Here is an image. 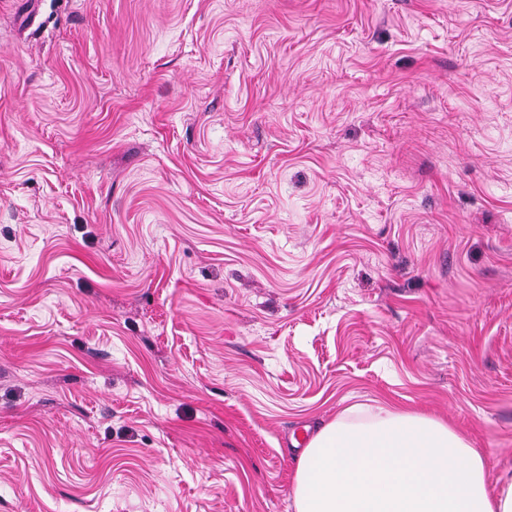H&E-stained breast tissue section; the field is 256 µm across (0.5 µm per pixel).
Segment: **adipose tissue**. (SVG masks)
I'll return each instance as SVG.
<instances>
[{
    "label": "adipose tissue",
    "mask_w": 512,
    "mask_h": 512,
    "mask_svg": "<svg viewBox=\"0 0 512 512\" xmlns=\"http://www.w3.org/2000/svg\"><path fill=\"white\" fill-rule=\"evenodd\" d=\"M296 512H512L468 439L440 419L379 404L345 408L310 437L294 476Z\"/></svg>",
    "instance_id": "adipose-tissue-1"
}]
</instances>
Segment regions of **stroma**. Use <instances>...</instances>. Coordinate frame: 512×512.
Returning a JSON list of instances; mask_svg holds the SVG:
<instances>
[{"mask_svg":"<svg viewBox=\"0 0 512 512\" xmlns=\"http://www.w3.org/2000/svg\"><path fill=\"white\" fill-rule=\"evenodd\" d=\"M358 403L512 475V0H0V512H295Z\"/></svg>","mask_w":512,"mask_h":512,"instance_id":"1","label":"stroma"}]
</instances>
